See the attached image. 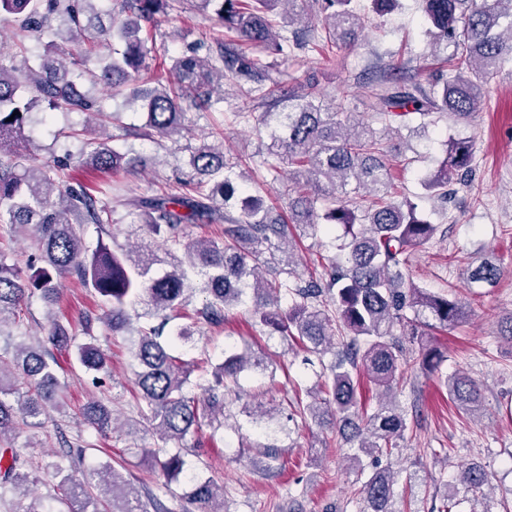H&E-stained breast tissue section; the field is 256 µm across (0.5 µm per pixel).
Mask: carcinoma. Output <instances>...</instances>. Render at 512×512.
I'll return each mask as SVG.
<instances>
[{"label":"carcinoma","instance_id":"1","mask_svg":"<svg viewBox=\"0 0 512 512\" xmlns=\"http://www.w3.org/2000/svg\"><path fill=\"white\" fill-rule=\"evenodd\" d=\"M296 0H195L194 7L210 12L236 34L237 40L221 42L201 57L192 48L173 59L166 83L143 80L150 49L141 37L143 25L154 24L168 14L170 0H112V25L105 26L99 0H0V15L18 23L20 36L51 27L56 16L65 24L56 34L64 42L86 44L90 53L103 40L112 41V53L100 59L92 84L116 94L128 92V101L140 104L145 127L158 139H170L186 130L184 100L195 106L211 103L214 87L224 80L240 84L254 80L247 96L275 99L283 104L277 112V128L269 135V169L288 167L285 193L289 195L290 217L285 222L273 216L264 197L252 194L238 183L237 169L244 160L224 153L223 147L202 144L191 152L190 181H180L182 191L162 197L141 198L136 208L140 222L149 232L163 238L170 256V270L152 273L154 261L139 252H117L99 242L87 253L82 226L103 227L112 223V206H123L127 194L111 195L114 203H102L80 184H64L60 173L67 163H30L23 151L26 127L32 116L45 107L61 104L86 114L104 116L98 99L80 94L72 80L73 66L67 65L53 42L30 63L25 45H20L22 66L0 62V225L9 233L32 235L37 250L28 255L25 268L9 262L0 248V499L14 495L11 512H142L129 497L121 473L109 464L92 468L83 481L73 479L71 468L81 460L85 446L77 445L75 459L52 464L58 478L52 500L55 511L31 497L30 486L38 479L21 449L7 437L22 420L40 427L48 405L57 402L60 382L53 354L43 342L12 344L21 306L37 293L49 305L59 303L57 280L68 276L93 290L108 308L104 317L87 315L83 329L89 341L77 346L76 361L86 372H107L109 357L96 344L95 323L112 335L129 330L127 306L141 299L161 318L136 330L129 353L135 382L140 390L135 408L142 420L166 444L183 441L208 427H224V395L241 388V376L256 374L261 361L251 360L249 349L224 348V362L212 366L208 359L187 362L180 347L193 336L192 325L204 322L218 327L226 312L251 302L254 326L270 335L290 339L318 360L330 353L322 365L321 382L310 404L296 398L299 414L319 423L349 429L341 448L349 444L347 458L364 473L363 457L371 458L372 471L362 483V512H399L394 507V486L401 472L379 460L397 448L408 429L406 415L395 403V394L407 375L416 368L438 370L442 357L431 344L423 343L418 357L407 356L402 338L419 339L435 329L463 322L464 306L446 294L431 292L409 282L408 255L411 249L431 239L438 225L418 211L408 198L397 199L389 191L390 174L382 158L377 130L351 123V115L338 104L326 103L314 90L285 95L277 78L260 71L242 52L248 44L268 56L288 58V50L310 44L331 56L355 41L362 16L354 0H312L318 13L306 18L312 34L303 43L277 29L278 8ZM433 50L454 40L456 52L447 59L448 69L437 68L431 88L409 90L397 78L380 80L366 87L369 108L380 117L449 112L466 119L480 103L487 78L512 58V0H422ZM80 156L102 169L116 170L131 165L135 158L121 153L105 141L83 142ZM473 143L448 138L447 156L440 167L422 181L425 194L448 199V186L469 187ZM218 224L220 238L196 239L190 224ZM343 229L342 257L336 259L324 282L301 286L293 260L292 229L316 230L319 225ZM277 250L283 268L273 279L264 276L261 255ZM501 266L485 259L467 272L470 283L494 286ZM201 286L206 293L202 307L187 309L188 293ZM340 320L343 336L334 341L329 309ZM411 310L413 316L405 314ZM188 323L163 336L171 319ZM72 336L57 320L46 342L56 348L70 345ZM199 372L197 399L184 391L190 374ZM26 385L18 393V378ZM366 378L380 394L371 410L359 408L358 387ZM448 397L467 414L481 403L482 385L471 377L448 376ZM84 422L103 435L112 423V410L91 400L83 408ZM160 471L167 475L183 471L181 449L164 446L154 455ZM491 473L471 464L460 474L465 486L479 489L489 483ZM184 512H224V488L200 475L188 478Z\"/></svg>","mask_w":512,"mask_h":512}]
</instances>
